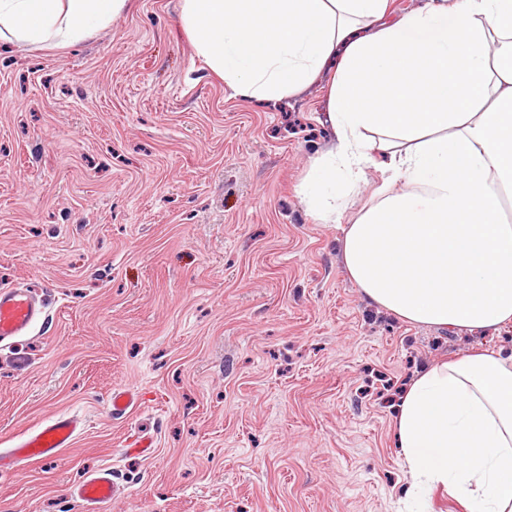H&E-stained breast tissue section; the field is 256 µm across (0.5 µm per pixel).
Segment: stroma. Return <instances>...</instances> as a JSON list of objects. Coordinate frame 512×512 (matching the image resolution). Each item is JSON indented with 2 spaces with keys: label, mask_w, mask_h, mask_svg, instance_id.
Listing matches in <instances>:
<instances>
[{
  "label": "stroma",
  "mask_w": 512,
  "mask_h": 512,
  "mask_svg": "<svg viewBox=\"0 0 512 512\" xmlns=\"http://www.w3.org/2000/svg\"><path fill=\"white\" fill-rule=\"evenodd\" d=\"M180 0H130L64 49L0 42V287L48 313L0 348V448L57 413L78 439L0 512H412L392 437L402 390L434 362L512 354L495 330L415 325L363 297L341 224L374 202L375 168L341 224L299 186L329 146L326 82L236 97L198 57ZM140 394L116 419L113 389ZM152 437L153 454H123ZM118 491L117 483L112 479V470L109 468L87 472L69 488L71 498L84 505L88 512H100L102 506L117 497Z\"/></svg>",
  "instance_id": "1"
}]
</instances>
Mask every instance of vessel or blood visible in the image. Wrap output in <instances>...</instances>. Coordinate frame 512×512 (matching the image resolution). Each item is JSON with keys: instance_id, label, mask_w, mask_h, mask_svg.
<instances>
[{"instance_id": "obj_1", "label": "vessel or blood", "mask_w": 512, "mask_h": 512, "mask_svg": "<svg viewBox=\"0 0 512 512\" xmlns=\"http://www.w3.org/2000/svg\"><path fill=\"white\" fill-rule=\"evenodd\" d=\"M44 315V306L28 290L0 287V344L10 345L29 335ZM114 417H122L138 405V396L127 389L113 390L110 397ZM84 421L75 414L52 416L33 431L22 436L9 449L0 451V469L7 467L15 476H23L31 462L55 461L64 448L70 447L83 431ZM71 498L85 506L87 512L100 508L118 495V487L108 468L87 472L69 488Z\"/></svg>"}]
</instances>
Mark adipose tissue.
<instances>
[{
    "label": "adipose tissue",
    "mask_w": 512,
    "mask_h": 512,
    "mask_svg": "<svg viewBox=\"0 0 512 512\" xmlns=\"http://www.w3.org/2000/svg\"><path fill=\"white\" fill-rule=\"evenodd\" d=\"M127 0H0V41L65 47ZM389 0H181L197 54L241 97L272 101L330 74L335 139L301 186L315 220L376 166L378 200L345 225L365 299L416 324L512 322V0H451L387 21ZM396 445L414 487L468 512H512V356L433 364L405 390Z\"/></svg>",
    "instance_id": "obj_1"
}]
</instances>
